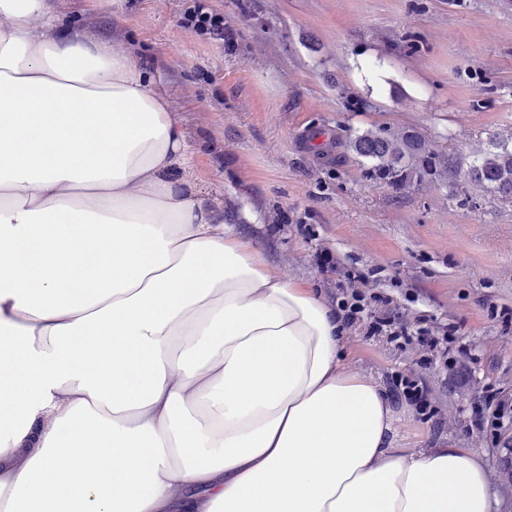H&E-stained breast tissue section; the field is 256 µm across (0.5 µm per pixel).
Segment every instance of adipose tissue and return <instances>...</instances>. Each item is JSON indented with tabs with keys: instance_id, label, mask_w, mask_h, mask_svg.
I'll use <instances>...</instances> for the list:
<instances>
[{
	"instance_id": "1",
	"label": "adipose tissue",
	"mask_w": 512,
	"mask_h": 512,
	"mask_svg": "<svg viewBox=\"0 0 512 512\" xmlns=\"http://www.w3.org/2000/svg\"><path fill=\"white\" fill-rule=\"evenodd\" d=\"M47 17L0 0V512H491L476 450L394 448L134 60Z\"/></svg>"
}]
</instances>
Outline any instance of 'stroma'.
Returning <instances> with one entry per match:
<instances>
[{"mask_svg": "<svg viewBox=\"0 0 512 512\" xmlns=\"http://www.w3.org/2000/svg\"><path fill=\"white\" fill-rule=\"evenodd\" d=\"M48 2L58 29L143 65L199 190L278 274L331 304L354 267L403 321L456 327L445 354L357 324L345 362L386 388L424 379L426 410L394 407L396 447L478 451L493 512H512V418L486 406L512 402V200L447 170L512 129V0H212L220 41L181 26L190 0ZM366 130L416 131L437 168L392 186L351 152L320 155L317 132Z\"/></svg>", "mask_w": 512, "mask_h": 512, "instance_id": "obj_1", "label": "stroma"}]
</instances>
